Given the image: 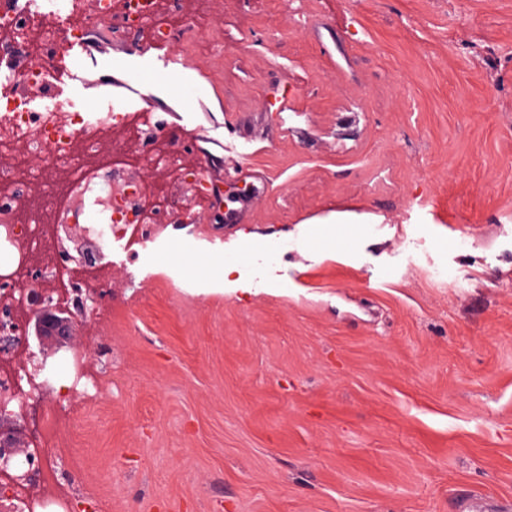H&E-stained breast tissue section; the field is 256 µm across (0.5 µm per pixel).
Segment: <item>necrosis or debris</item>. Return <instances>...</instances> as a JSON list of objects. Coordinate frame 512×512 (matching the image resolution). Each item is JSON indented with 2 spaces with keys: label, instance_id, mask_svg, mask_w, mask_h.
<instances>
[{
  "label": "necrosis or debris",
  "instance_id": "obj_1",
  "mask_svg": "<svg viewBox=\"0 0 512 512\" xmlns=\"http://www.w3.org/2000/svg\"><path fill=\"white\" fill-rule=\"evenodd\" d=\"M72 3L54 0L56 20L49 25L29 0H13L10 11L0 12V56L23 52L36 62L24 75L25 85L40 84V62L50 54L61 56L67 38L86 29L108 23L117 39L176 35L194 47L208 25L205 0H195L190 14L182 13L178 0H102L99 10L86 13L76 12ZM2 108L9 115L7 123L0 124V332L11 336L31 313L33 297H49L53 304L73 311L82 308L86 294L100 288L98 269L60 262L69 227L61 223L57 203L32 197L31 161L42 160L41 177L55 183L63 197L76 196L94 204L99 201L97 193L76 182L75 168L110 169L117 178L114 188L122 193L112 203V220L80 225L79 233L116 249L157 239L163 228L159 214L167 200L163 186L132 187L122 181L125 166L156 162L174 151L166 137L145 132L137 122L91 123L80 113L58 107L35 115L5 98H0ZM116 131L122 133L124 147L113 143ZM80 141L88 150L74 164L71 151ZM14 358V351L0 349V405L14 414L32 415L37 434L33 457L38 465L25 481L0 470V485L10 486V502L17 512H36L30 489L53 476L55 455L49 446L47 421L57 416L58 409H32L33 396L54 395L55 388L37 360H30L27 371L21 372Z\"/></svg>",
  "mask_w": 512,
  "mask_h": 512
}]
</instances>
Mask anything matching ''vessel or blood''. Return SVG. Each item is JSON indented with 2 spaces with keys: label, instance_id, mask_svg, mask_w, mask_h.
<instances>
[{
  "label": "vessel or blood",
  "instance_id": "vessel-or-blood-1",
  "mask_svg": "<svg viewBox=\"0 0 512 512\" xmlns=\"http://www.w3.org/2000/svg\"><path fill=\"white\" fill-rule=\"evenodd\" d=\"M167 39L114 44L108 28L86 30L69 40L60 63L44 74L40 91L30 94L18 81L25 59L0 61L8 73L5 93L22 99L27 111L41 112L47 100L87 113L92 120L118 115L150 130L168 128L169 97H182L187 77L182 59Z\"/></svg>",
  "mask_w": 512,
  "mask_h": 512
}]
</instances>
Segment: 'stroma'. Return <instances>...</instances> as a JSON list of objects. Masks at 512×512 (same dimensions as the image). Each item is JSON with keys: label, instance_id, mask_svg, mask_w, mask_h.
Wrapping results in <instances>:
<instances>
[{"label": "stroma", "instance_id": "stroma-1", "mask_svg": "<svg viewBox=\"0 0 512 512\" xmlns=\"http://www.w3.org/2000/svg\"><path fill=\"white\" fill-rule=\"evenodd\" d=\"M180 152L224 223L106 269L56 472L76 512H512V0H215ZM241 254L250 292L202 265ZM446 270L447 278L436 275ZM291 286L280 289L279 279Z\"/></svg>", "mask_w": 512, "mask_h": 512}]
</instances>
